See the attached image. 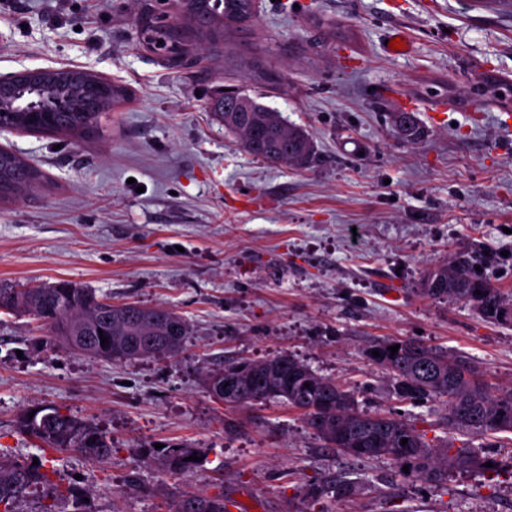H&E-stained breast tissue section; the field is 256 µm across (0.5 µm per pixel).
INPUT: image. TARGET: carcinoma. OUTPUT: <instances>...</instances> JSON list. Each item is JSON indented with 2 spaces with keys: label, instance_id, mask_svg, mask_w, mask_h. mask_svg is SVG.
<instances>
[{
  "label": "carcinoma",
  "instance_id": "carcinoma-1",
  "mask_svg": "<svg viewBox=\"0 0 512 512\" xmlns=\"http://www.w3.org/2000/svg\"><path fill=\"white\" fill-rule=\"evenodd\" d=\"M255 8L256 0H196L190 23L197 32L210 31L216 24L232 29L251 21ZM186 39L185 30L158 25L152 20L143 33L147 45L171 53L182 50ZM470 96L509 110L512 108V80L488 74L471 88ZM18 101L26 107L55 109L52 126L57 134L69 133L77 123L73 113L59 108L57 97L35 86L20 87ZM251 101L254 111L241 113L237 127L226 126L225 132L239 137L244 150L256 158L287 167L306 166L314 155L309 136L288 125L280 113L259 98L253 97ZM393 126L396 134L408 142L417 141L424 134L417 117L407 112L396 113ZM39 179L37 169L0 148V200L21 194ZM477 262V251L472 250L433 268L426 277L425 291L438 301L470 305L490 323L512 326V302L505 300L500 291L475 270ZM0 309L32 316L63 350L106 360L114 359L112 347L124 336L143 345L142 357L147 358L178 351L188 332L185 320L167 310L127 304L118 314L113 306L103 303L94 290L68 281L35 289L0 281ZM102 335L107 337L104 346L100 340ZM396 344L398 351L383 368L394 381L400 397L443 400L447 406V424L452 429L512 433V388L496 390L479 378L451 373V367H466L471 362L412 340L384 341L371 346L366 356L374 362L373 352L386 353L388 347ZM247 364L256 369L276 366L280 374L244 379L239 383V393L228 406L281 398L301 410L305 424L329 446L333 439L332 426L337 423L355 427V441L368 438L374 442L367 447L338 448V453L362 459L386 457L400 470L409 466L405 477L435 484L446 481L450 471L484 472L488 462L495 468L499 466V461L470 448L432 445L412 424L391 414L360 411L350 390L295 358L282 355L262 361L249 360ZM18 424L22 432L37 439L46 449L73 450L96 459L112 456V438L107 432L58 407L46 406L35 411L32 417L25 412ZM403 438L407 439L404 445L401 444ZM189 456L202 457L201 449L165 448L161 462L172 474H186L199 465L197 461L187 460ZM47 481L43 464L33 465L0 455V512H15L14 504L30 487ZM175 512H227L224 493L187 495L180 500Z\"/></svg>",
  "mask_w": 512,
  "mask_h": 512
}]
</instances>
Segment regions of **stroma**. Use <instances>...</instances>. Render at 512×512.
<instances>
[{"label":"stroma","mask_w":512,"mask_h":512,"mask_svg":"<svg viewBox=\"0 0 512 512\" xmlns=\"http://www.w3.org/2000/svg\"><path fill=\"white\" fill-rule=\"evenodd\" d=\"M144 13L183 21L176 0H0V74L90 69L128 91L85 137L0 131V146L42 174L0 201V280H65L189 324L177 355L108 361L0 314V453L40 459L49 477L16 512L72 487L85 512H174L184 494L217 492L228 512H512L511 468L409 481L389 459L328 448L284 402L231 410L206 382L226 363L287 355L343 382L364 412L499 455L511 436L449 429L442 400L399 399L365 353L415 339L512 387V328L423 291L431 269L478 243L512 299V119L448 98L485 72L512 78V0H257L251 24L194 43L180 66L142 45ZM397 32L409 49L391 55ZM223 88L305 129L310 166L246 153L210 112ZM407 103L427 130L414 144L391 134ZM42 404L107 431L111 459L21 433L18 415ZM159 443L205 455L175 475Z\"/></svg>","instance_id":"obj_1"}]
</instances>
